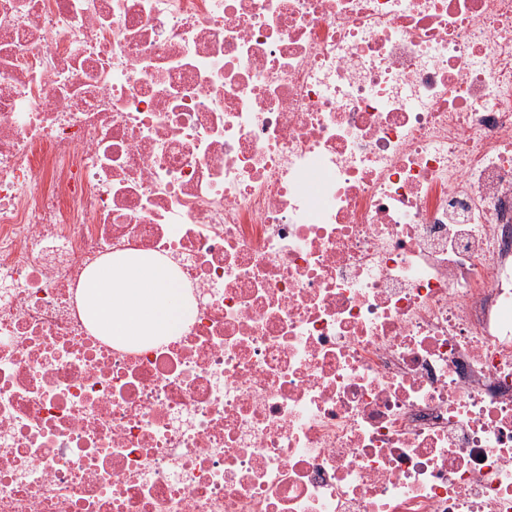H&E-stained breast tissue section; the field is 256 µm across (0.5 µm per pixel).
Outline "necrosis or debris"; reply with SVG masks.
<instances>
[{
  "instance_id": "obj_1",
  "label": "necrosis or debris",
  "mask_w": 512,
  "mask_h": 512,
  "mask_svg": "<svg viewBox=\"0 0 512 512\" xmlns=\"http://www.w3.org/2000/svg\"><path fill=\"white\" fill-rule=\"evenodd\" d=\"M0 512H512V0H0ZM186 286L165 261L113 255L88 276L83 305L93 327L121 344L178 336L194 312Z\"/></svg>"
}]
</instances>
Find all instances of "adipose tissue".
I'll return each instance as SVG.
<instances>
[{
	"mask_svg": "<svg viewBox=\"0 0 512 512\" xmlns=\"http://www.w3.org/2000/svg\"><path fill=\"white\" fill-rule=\"evenodd\" d=\"M83 305L92 326L121 344L179 335L194 312L173 267L147 254L120 253L97 266Z\"/></svg>",
	"mask_w": 512,
	"mask_h": 512,
	"instance_id": "obj_1",
	"label": "adipose tissue"
}]
</instances>
